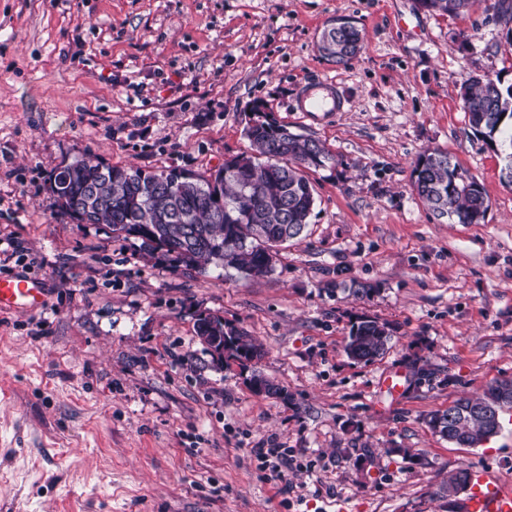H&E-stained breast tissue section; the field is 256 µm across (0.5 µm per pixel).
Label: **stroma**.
<instances>
[{"mask_svg": "<svg viewBox=\"0 0 512 512\" xmlns=\"http://www.w3.org/2000/svg\"><path fill=\"white\" fill-rule=\"evenodd\" d=\"M495 3L456 17L416 0H0V277L47 295L0 312V512H448L459 468L512 483V410L474 448L425 423L512 379V185L460 97L470 76L512 85ZM337 16L366 35L344 63L318 49ZM324 79L343 110L298 111ZM258 110L333 156L309 172L306 236L260 279L173 268L52 204L50 175L77 158L218 168L249 152ZM433 149L483 185L484 221L439 222L416 196ZM200 311L262 345L285 397L213 361ZM362 317L394 336L356 364L344 345ZM395 371L398 397L382 387ZM275 445L294 459L284 482L254 454Z\"/></svg>", "mask_w": 512, "mask_h": 512, "instance_id": "35a3bbf8", "label": "stroma"}]
</instances>
